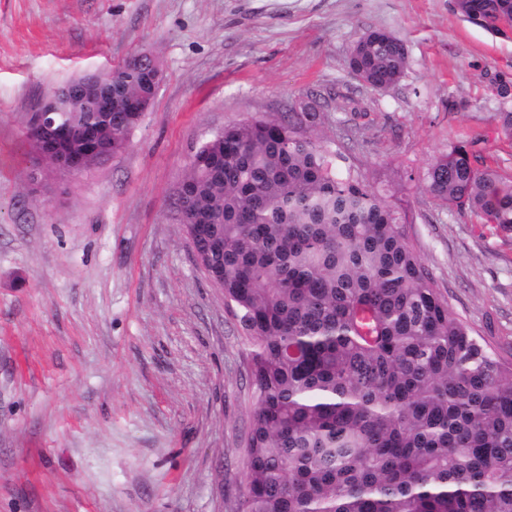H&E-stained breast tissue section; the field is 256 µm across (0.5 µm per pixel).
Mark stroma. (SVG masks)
Wrapping results in <instances>:
<instances>
[{"instance_id":"35a3bbf8","label":"stroma","mask_w":512,"mask_h":512,"mask_svg":"<svg viewBox=\"0 0 512 512\" xmlns=\"http://www.w3.org/2000/svg\"><path fill=\"white\" fill-rule=\"evenodd\" d=\"M408 66L383 91L347 60L368 29ZM146 54L161 66L132 145L43 174L25 143L49 90ZM512 32L451 0H0V512H237L248 344L188 242L194 148L254 115L313 131L403 216L453 310L512 358V233L437 205L462 140L512 176Z\"/></svg>"}]
</instances>
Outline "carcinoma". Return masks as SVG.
Masks as SVG:
<instances>
[{"label": "carcinoma", "instance_id": "carcinoma-1", "mask_svg": "<svg viewBox=\"0 0 512 512\" xmlns=\"http://www.w3.org/2000/svg\"><path fill=\"white\" fill-rule=\"evenodd\" d=\"M498 34L512 0H453ZM403 41L365 31L348 66L393 86ZM152 72L141 56L55 88L65 151L96 131L131 144ZM112 100L82 112L63 90ZM313 116L257 115L199 144L177 201L249 344L254 405L238 512H512V361L435 287L398 211L303 131ZM426 191L512 232V180L451 146Z\"/></svg>", "mask_w": 512, "mask_h": 512}]
</instances>
